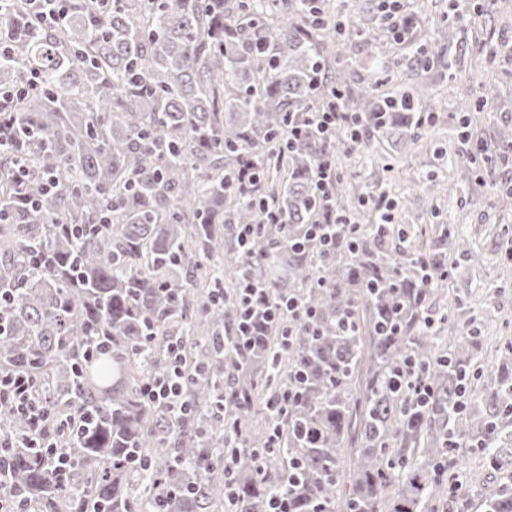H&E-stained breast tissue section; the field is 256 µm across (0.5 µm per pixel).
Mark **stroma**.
<instances>
[{
    "label": "stroma",
    "mask_w": 512,
    "mask_h": 512,
    "mask_svg": "<svg viewBox=\"0 0 512 512\" xmlns=\"http://www.w3.org/2000/svg\"><path fill=\"white\" fill-rule=\"evenodd\" d=\"M413 43H394L380 56L363 38L350 36L342 61L353 81L376 78L382 92L426 84L421 111L436 113L425 127L399 126L376 140L373 160H343L345 181L377 198L392 187L405 198L402 224H460L484 256L480 266L459 261L450 268V290L468 302L467 317L481 327L489 344L512 341V196L493 191L482 177L469 173L458 154L474 144L461 138L462 100H476L483 83L497 86L492 107L472 113L471 126L493 143L512 130V0H408ZM438 48L451 68L424 73L415 69V45ZM502 45L495 67H486L484 50ZM447 181L446 196L429 198L431 177Z\"/></svg>",
    "instance_id": "1"
}]
</instances>
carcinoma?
I'll return each mask as SVG.
<instances>
[{
  "label": "carcinoma",
  "mask_w": 512,
  "mask_h": 512,
  "mask_svg": "<svg viewBox=\"0 0 512 512\" xmlns=\"http://www.w3.org/2000/svg\"><path fill=\"white\" fill-rule=\"evenodd\" d=\"M226 2L116 0L101 12L73 0L52 29L30 0L0 11V89L39 77L0 112L17 135L0 149V375L30 377L45 417L42 448H27V417L0 407V499L23 512H270L281 493L288 512H435L460 446L512 473V341L479 384L484 337L448 323L467 302L441 277L443 224L427 244L419 224L380 236L364 194L340 181L331 203L354 214L358 247L322 252L315 167L347 139L304 124L344 91L368 120L355 143L368 158L370 138L409 118L420 94L371 81L351 91L345 30L385 40L339 7L314 28L308 0L283 11L235 0L234 16ZM243 157L286 223L257 224L253 198L227 186ZM244 224L257 225L246 242ZM454 242L480 265L468 233ZM247 281L272 306L300 300L314 325L260 312L239 335ZM392 320L396 334L383 330ZM172 342L190 409L177 420L145 395L171 371ZM480 508L512 512V480Z\"/></svg>",
  "instance_id": "1"
}]
</instances>
